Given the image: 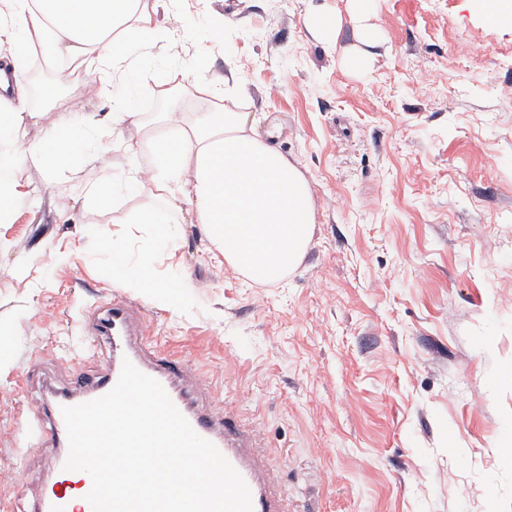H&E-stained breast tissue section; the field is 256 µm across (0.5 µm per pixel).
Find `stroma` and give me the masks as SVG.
I'll use <instances>...</instances> for the list:
<instances>
[{
    "instance_id": "stroma-1",
    "label": "stroma",
    "mask_w": 512,
    "mask_h": 512,
    "mask_svg": "<svg viewBox=\"0 0 512 512\" xmlns=\"http://www.w3.org/2000/svg\"><path fill=\"white\" fill-rule=\"evenodd\" d=\"M180 10L199 36L172 39L161 20L132 75L140 122L124 124L125 140L146 160L152 136L199 113H248L306 177L316 223L301 263L269 284L230 268L199 225H181L177 249L151 251L150 264L186 276L193 300L145 303L148 335L258 430L292 512H512V462L498 451L512 423V264L500 260L512 253V23L489 25L471 0H372L363 15L354 0ZM320 12L336 19L335 41L311 32ZM422 64L426 85L415 81ZM231 68L241 88L199 89ZM82 69L60 77L28 49L23 81L40 116L26 140L76 97L111 124L97 62ZM101 147L106 164L52 176L26 159L16 177L29 196L0 224L12 245L0 254V320L15 340L0 371V512H31L58 454L20 448L21 410L48 411L76 372L104 373L79 351L85 315L114 289L101 248L123 241L135 262L151 250L149 228L126 221L148 197H85L128 168L122 143ZM21 259L39 277L20 276Z\"/></svg>"
}]
</instances>
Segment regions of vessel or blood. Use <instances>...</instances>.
<instances>
[{"instance_id": "b4317fda", "label": "vessel or blood", "mask_w": 512, "mask_h": 512, "mask_svg": "<svg viewBox=\"0 0 512 512\" xmlns=\"http://www.w3.org/2000/svg\"><path fill=\"white\" fill-rule=\"evenodd\" d=\"M87 325L95 335L104 337L111 347V361L105 374L89 381L77 376L79 394H64L51 408L50 421H43L38 410L30 409L22 417L38 446H67V432L61 409L96 399L109 392L117 382L124 361L155 378L188 420L195 432L213 443L239 472L250 489L253 512H290L288 496L270 470L254 430L233 418L218 402L201 405L189 399L182 382L192 372L189 364L165 352L144 330L141 305L120 292L111 302L94 310ZM56 473L42 493L36 512H92L85 497L92 487L83 471L65 469V457H58Z\"/></svg>"}]
</instances>
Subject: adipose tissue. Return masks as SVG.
I'll return each instance as SVG.
<instances>
[{"mask_svg":"<svg viewBox=\"0 0 512 512\" xmlns=\"http://www.w3.org/2000/svg\"><path fill=\"white\" fill-rule=\"evenodd\" d=\"M157 31L155 12L136 11L134 0H0V40L20 48L6 62L13 73L23 67V49L34 45L55 58H95L111 71L117 137L125 123L138 120L130 76L141 61L140 49L155 41ZM38 117L22 81L0 91L1 224L27 195L15 177L27 157H39L51 174L84 157L94 163L102 159L87 150L93 134L81 112L24 144L25 126ZM140 151V145L128 143L127 176L100 181L91 195L103 204L122 191L150 196L151 205L131 213L128 221L148 226L155 244L174 245L190 211L225 262L252 282L281 280L302 261L315 222L311 189L299 168L254 131L247 113L204 112L172 135L153 137L146 179ZM104 255L102 269L113 283L138 289L152 303L169 305L188 292L187 279L158 277L146 265L129 263L121 244Z\"/></svg>","mask_w":512,"mask_h":512,"instance_id":"1","label":"adipose tissue"}]
</instances>
